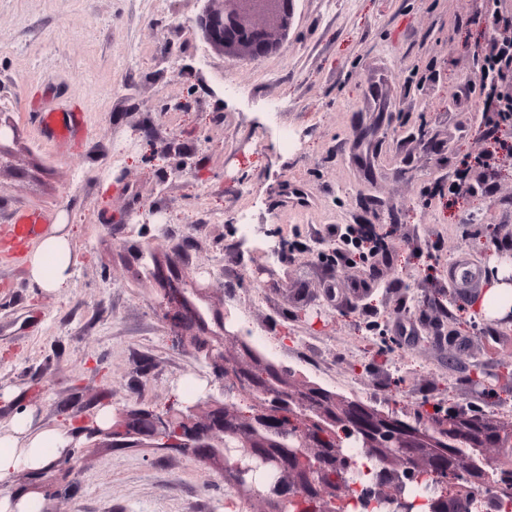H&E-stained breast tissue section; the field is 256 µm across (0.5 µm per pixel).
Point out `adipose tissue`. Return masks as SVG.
Masks as SVG:
<instances>
[{
    "label": "adipose tissue",
    "instance_id": "1",
    "mask_svg": "<svg viewBox=\"0 0 512 512\" xmlns=\"http://www.w3.org/2000/svg\"><path fill=\"white\" fill-rule=\"evenodd\" d=\"M28 263L37 288L54 294L65 292L74 264L68 236L57 229L45 234L30 251ZM68 443L66 430L35 426L32 415L22 412L0 425V512H40L35 501L11 497L7 490L18 471L49 466Z\"/></svg>",
    "mask_w": 512,
    "mask_h": 512
}]
</instances>
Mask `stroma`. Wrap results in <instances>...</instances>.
<instances>
[{
    "label": "stroma",
    "mask_w": 512,
    "mask_h": 512,
    "mask_svg": "<svg viewBox=\"0 0 512 512\" xmlns=\"http://www.w3.org/2000/svg\"><path fill=\"white\" fill-rule=\"evenodd\" d=\"M201 8L0 0V119L16 129L0 213L44 214L75 255L66 292L41 291L0 223V423L25 409L78 430L71 466L20 471L9 488L45 512H259L221 466L161 446L91 448L81 432L104 411L186 400L189 383L218 393L169 320L181 303L154 269L172 257L206 329L228 331L229 357L252 353L296 387L403 421L419 409L512 426V384L495 379L512 326L480 304L512 256V147L459 98L476 80L486 0H297L286 45L260 62L211 49L192 24ZM55 98L85 113L84 138L53 145L28 124ZM269 99L284 104L274 126ZM466 167L473 189L453 195ZM242 209L267 249L239 241ZM237 312L264 344L237 331Z\"/></svg>",
    "instance_id": "35a3bbf8"
}]
</instances>
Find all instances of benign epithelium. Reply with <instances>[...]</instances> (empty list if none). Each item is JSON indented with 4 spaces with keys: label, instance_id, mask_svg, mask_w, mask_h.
<instances>
[{
    "label": "benign epithelium",
    "instance_id": "7a95c632",
    "mask_svg": "<svg viewBox=\"0 0 512 512\" xmlns=\"http://www.w3.org/2000/svg\"><path fill=\"white\" fill-rule=\"evenodd\" d=\"M296 0H204L194 19L208 45L223 54L258 62L283 48L295 16ZM221 393L249 387L252 367L233 364L224 355V337L212 336L203 349ZM249 410L208 394L193 403L171 402L162 411L139 410L132 415L134 433L169 445L166 433L177 417L180 443L195 457H210L211 440L236 448L225 466L232 469L238 492L267 506V512H288L297 499L308 497L314 512H337L339 504L360 500L382 512H489L512 498V461L504 455L469 457L442 440L394 419L355 405H326L315 390L293 391L272 380L252 387ZM481 422L466 429L454 422L440 435L477 447ZM360 448L380 466L376 481L361 485L338 480L336 467H351L348 449ZM281 467L279 477L264 485L255 479L269 462ZM434 477L440 489L425 497L406 493L410 485Z\"/></svg>",
    "mask_w": 512,
    "mask_h": 512
}]
</instances>
